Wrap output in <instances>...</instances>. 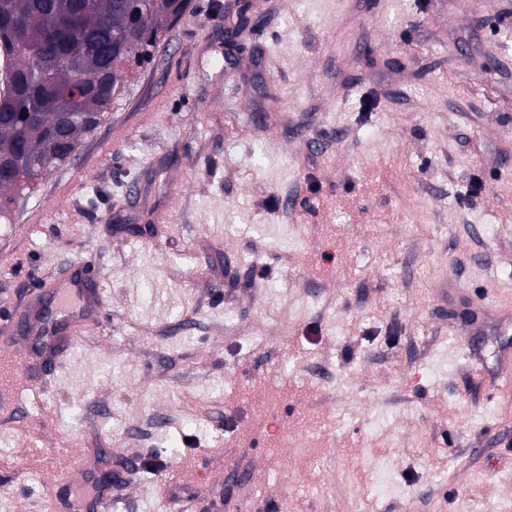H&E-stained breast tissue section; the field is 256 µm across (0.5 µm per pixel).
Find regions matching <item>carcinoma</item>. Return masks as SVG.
Masks as SVG:
<instances>
[{
	"label": "carcinoma",
	"mask_w": 512,
	"mask_h": 512,
	"mask_svg": "<svg viewBox=\"0 0 512 512\" xmlns=\"http://www.w3.org/2000/svg\"><path fill=\"white\" fill-rule=\"evenodd\" d=\"M188 0H0V13L22 22L19 33H0L14 62L0 73V100L12 103L0 121V155L22 157L16 181L0 183V221L7 223L17 198L50 170L75 156L82 140L103 122L126 81V64L147 59L160 33ZM51 65L47 83L32 79L23 94L16 84L35 61Z\"/></svg>",
	"instance_id": "carcinoma-1"
}]
</instances>
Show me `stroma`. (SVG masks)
<instances>
[{
	"mask_svg": "<svg viewBox=\"0 0 512 512\" xmlns=\"http://www.w3.org/2000/svg\"><path fill=\"white\" fill-rule=\"evenodd\" d=\"M85 258L103 313L1 383L0 512L70 468L115 512H512V0H189L0 224V313Z\"/></svg>",
	"mask_w": 512,
	"mask_h": 512,
	"instance_id": "1",
	"label": "stroma"
}]
</instances>
